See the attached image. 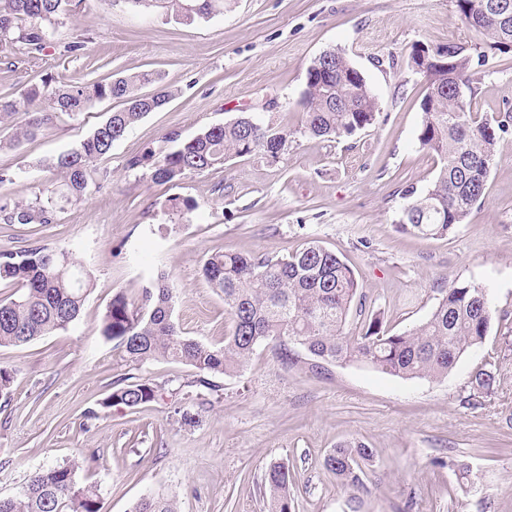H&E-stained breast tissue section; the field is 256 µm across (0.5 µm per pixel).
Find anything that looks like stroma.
<instances>
[{
	"instance_id": "stroma-1",
	"label": "stroma",
	"mask_w": 512,
	"mask_h": 512,
	"mask_svg": "<svg viewBox=\"0 0 512 512\" xmlns=\"http://www.w3.org/2000/svg\"><path fill=\"white\" fill-rule=\"evenodd\" d=\"M77 39L85 50L75 56L67 45ZM456 39L477 35L454 0H227L223 15L192 25L124 0H83L40 61L0 59V95L143 70L160 72L174 92L115 143L101 163V188L84 202L65 205L51 224H0V252L65 248L93 280L67 330L0 347V367L14 372L0 396V497L35 469L76 459L79 481L100 490L99 512H131L158 493L179 512H266L262 477L284 462L295 512H343L347 493L323 460L356 439L374 451L360 512H512V130L466 224L444 239L396 228L403 190L425 189L437 171L417 141L423 80L408 53L419 42ZM336 47L362 72L381 114L361 134L329 141L306 132L300 98L314 58ZM391 55L397 66H378ZM472 71L475 111H512V68L495 58L474 61ZM117 107L105 100L77 117L59 115L35 140L0 148V172L11 177L0 202L41 195L51 178L41 160L78 145ZM244 112L288 128L278 158L236 157L174 185L126 166L168 133L187 138ZM173 197L194 210L169 209ZM309 240L353 268L367 310L394 333L425 320L448 282L481 283L493 310L484 342L440 381L357 364L285 372L265 344L242 372L213 377V389L200 393L194 368L164 359L130 365L101 334L112 298L137 299L164 270L177 284L174 317L184 334L223 345L230 320L201 273L204 261L224 250L281 257ZM480 370L496 383L474 407L466 398ZM128 377L161 385V397L107 405L114 382ZM183 408L195 425L182 424Z\"/></svg>"
}]
</instances>
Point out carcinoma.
<instances>
[{
	"label": "carcinoma",
	"instance_id": "carcinoma-1",
	"mask_svg": "<svg viewBox=\"0 0 512 512\" xmlns=\"http://www.w3.org/2000/svg\"><path fill=\"white\" fill-rule=\"evenodd\" d=\"M133 7L158 12L180 23H194L224 14L226 0H127ZM465 24L482 37V46L450 41L430 48L412 46L409 58L421 68L425 93L417 140L435 155L434 180L422 191L405 189L398 229L406 234L445 238L466 223L485 195L491 164L512 114L495 119L471 109L477 96L470 72L473 50L478 57H497L512 50V0H455ZM71 0H0V57L16 51L36 60L57 26L73 16ZM154 84L161 92L145 101L139 87ZM174 92L158 72L118 76L92 83L69 81L46 92L31 87L17 96H0V122L23 114L8 146L16 148L37 137L61 114L81 115L104 100L121 108L111 112L79 145L42 162L58 177L33 201L0 205V224H52L58 202H81L101 185L98 163L148 113L166 105ZM301 105L306 131L315 137H352L375 125L379 102L365 77L346 54L331 48L316 57L306 72ZM290 132L242 115L203 128L189 138L172 133L167 145L130 157V170L147 168L154 182L175 184L185 175L222 164L233 157L260 152L281 154ZM202 274L224 299L231 327L224 345H206L183 335L173 320L174 284L161 273L143 288L136 301L118 294L104 316L102 336L117 341L126 361L140 366L171 359L198 372L196 383L212 388V375H233L249 364L263 343L274 346L278 366L312 371L336 364L361 362L403 379L439 380L460 358L485 340L492 321L489 294L476 282H453L427 319L399 334L383 329L377 312L363 309L354 271L335 252L311 240L283 257L257 252L224 251L209 256ZM23 293L0 300V347H18L64 330L79 316L92 277L66 250L40 246L0 253V282ZM358 316V332L349 329ZM495 376L481 370L473 388L488 394ZM160 387L147 380L113 384L109 405L134 408L156 400ZM373 449L362 441L336 445L325 458L326 468L344 490L365 488V465ZM80 465L70 461L35 470L18 491L0 498V512H99L98 488L77 479ZM267 512H294L295 480L288 465H271L262 480ZM131 512H178L174 499L149 495Z\"/></svg>",
	"mask_w": 512,
	"mask_h": 512
}]
</instances>
